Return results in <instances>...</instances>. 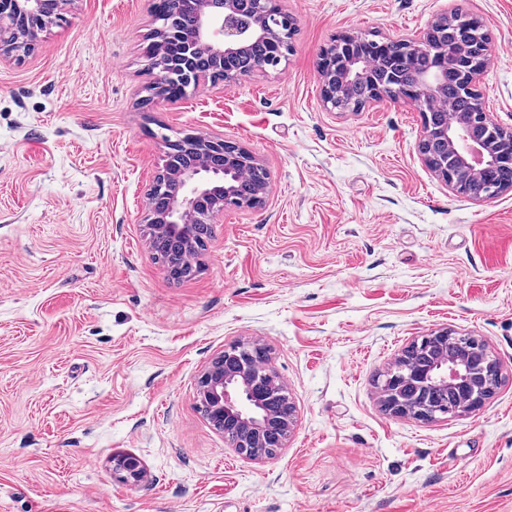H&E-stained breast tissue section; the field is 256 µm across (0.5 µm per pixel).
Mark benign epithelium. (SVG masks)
<instances>
[{
  "instance_id": "benign-epithelium-1",
  "label": "benign epithelium",
  "mask_w": 512,
  "mask_h": 512,
  "mask_svg": "<svg viewBox=\"0 0 512 512\" xmlns=\"http://www.w3.org/2000/svg\"><path fill=\"white\" fill-rule=\"evenodd\" d=\"M276 0H192L194 24L190 32L175 39L180 20L174 14L155 13L157 27L153 45L159 47L150 60L152 79L148 100H166L164 89L179 78L184 91L192 92L219 81L230 83L240 77L239 66L260 40L278 46L281 55L290 49L282 28L295 25L287 12L274 10ZM430 22L412 37L401 35L382 41L362 33L346 34L319 63L324 105L336 110L345 86H371V100L393 92L390 75H380L381 63L366 52V46L386 52L396 49L407 58L426 52L432 61L421 72L414 88L399 95L424 118L419 150L426 166L457 194L471 175L491 177L499 167H512V130L490 118L480 90L481 76L489 61V45L480 38L455 47L448 44V20ZM52 17L44 0H0V57L25 52L29 39H37ZM460 82L476 97L478 111L450 118L434 112L448 80ZM165 164L147 195L153 201L145 222L151 249L161 245L180 246L192 263L200 248L195 225L214 223L227 206L253 209L264 201L262 188L248 200L237 197L243 178L255 170L263 181L268 171L247 149L219 136L191 140H166ZM448 330L433 331L413 341L387 368L377 383L379 401L385 412L421 421L439 418L432 397L451 392L458 411L475 413L495 390L501 371L498 361L487 356L472 357L484 345L476 336H455L457 353L448 357ZM199 408L224 440L251 460L266 457L265 449L282 448L293 427V415L285 416L277 404L290 405L288 389L267 361L266 347L258 341L237 343L224 349L202 374L198 389ZM114 470L130 484L140 481L144 467L139 458L119 455Z\"/></svg>"
}]
</instances>
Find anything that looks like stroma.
Segmentation results:
<instances>
[{"instance_id": "stroma-1", "label": "stroma", "mask_w": 512, "mask_h": 512, "mask_svg": "<svg viewBox=\"0 0 512 512\" xmlns=\"http://www.w3.org/2000/svg\"><path fill=\"white\" fill-rule=\"evenodd\" d=\"M153 2L72 0L0 59V512H512V191L454 193L419 152L421 112L329 111L318 74L340 34L456 9L492 36L482 91L512 128V0H279L296 35L277 68L151 102ZM187 134L240 143L270 183L177 282L144 216L164 139ZM441 327L486 343L495 394L387 414L378 376ZM254 338L295 407L261 462L197 406L211 361ZM117 454L145 477L123 481ZM114 470L121 474L122 479L130 484L140 481L144 475V467L139 458L132 455H119L113 458Z\"/></svg>"}]
</instances>
